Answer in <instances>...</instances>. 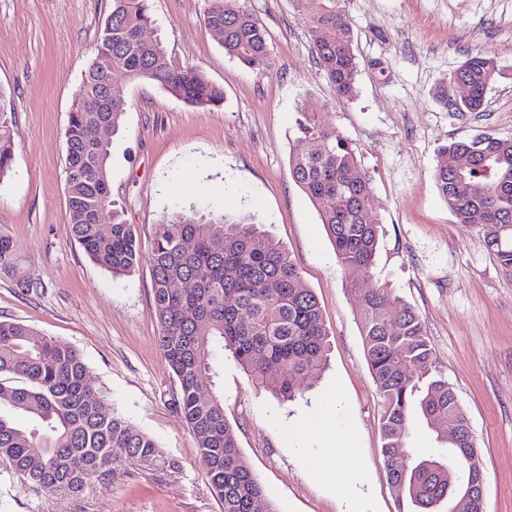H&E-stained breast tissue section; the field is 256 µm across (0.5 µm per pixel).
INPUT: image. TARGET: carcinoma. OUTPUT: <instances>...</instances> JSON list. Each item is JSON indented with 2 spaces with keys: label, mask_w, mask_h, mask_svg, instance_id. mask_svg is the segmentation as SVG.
Returning <instances> with one entry per match:
<instances>
[{
  "label": "carcinoma",
  "mask_w": 512,
  "mask_h": 512,
  "mask_svg": "<svg viewBox=\"0 0 512 512\" xmlns=\"http://www.w3.org/2000/svg\"><path fill=\"white\" fill-rule=\"evenodd\" d=\"M313 36V53L336 93L354 96L360 63L346 19L347 0H293ZM207 26L220 35L224 54L253 70L271 68L264 29L239 0H210ZM152 23L148 0H112L101 37L75 93L65 130V172L70 231L87 255L114 276L141 261L134 233L112 200L110 145L93 139L94 121L117 129L125 91L112 85V111L91 112L100 96L103 63L149 80L184 102L218 106L222 91L200 67L175 64L159 40L143 31ZM337 30V37L324 35ZM499 68L477 53L441 82L438 98L456 112H478ZM469 88L457 104L453 87ZM0 94V181L12 171L14 141ZM297 145L290 154L295 184L316 208L320 224L345 269L367 274L379 243L369 212V175L351 142L323 113L298 107ZM434 179L460 224L482 226L487 247L512 270V136L479 133L452 141ZM152 314L159 348L178 383L174 409L190 429L220 512H254L265 490L239 451L224 417L218 360L228 353L253 384L292 402L299 379H315L328 362V330L315 294L306 288L288 252L258 228L253 217L166 215L148 257ZM370 373L380 398L382 454L388 478L421 512L467 499L466 512H484L486 476L468 418L451 384L434 366L432 349L414 309L388 288L353 289ZM0 472L35 488L58 484L78 495L91 475L104 477L126 458L157 459L163 451L115 408L87 395L89 370L77 351L18 321H0ZM441 419L453 434L436 436L440 450L423 458L409 447L413 410Z\"/></svg>",
  "instance_id": "cac0c4a2"
}]
</instances>
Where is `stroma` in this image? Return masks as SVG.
Returning <instances> with one entry per match:
<instances>
[{
    "label": "stroma",
    "mask_w": 512,
    "mask_h": 512,
    "mask_svg": "<svg viewBox=\"0 0 512 512\" xmlns=\"http://www.w3.org/2000/svg\"><path fill=\"white\" fill-rule=\"evenodd\" d=\"M268 37V75L224 54L204 16L208 0H150L149 37L179 63L199 65L224 100L191 106L153 82L118 73L126 111L112 137V198L141 254L163 216L187 209L253 215L298 266L329 331L330 361L303 400L283 403L253 386L232 358L221 364L224 414L275 512H416L387 476L380 398L350 290L289 155L297 107L325 113L370 175L379 225L363 288H392L419 315L433 362L453 386L481 451L484 512H512V271L476 224L457 223L436 188L439 150L479 133L512 136V0H348L361 62L354 97L337 101L292 0H240ZM112 0H0V92L10 98L13 170L0 181V320L26 324L75 348L94 395L104 397L164 450L130 458L84 492L63 496L0 474V512H219L193 436L173 407L178 386L158 346L152 275L141 263L115 278L70 233L64 131L77 86ZM500 70L480 112L436 97L475 48ZM315 413L348 435L341 468L362 484L314 470L288 429ZM175 467H168V460Z\"/></svg>",
    "instance_id": "obj_1"
}]
</instances>
